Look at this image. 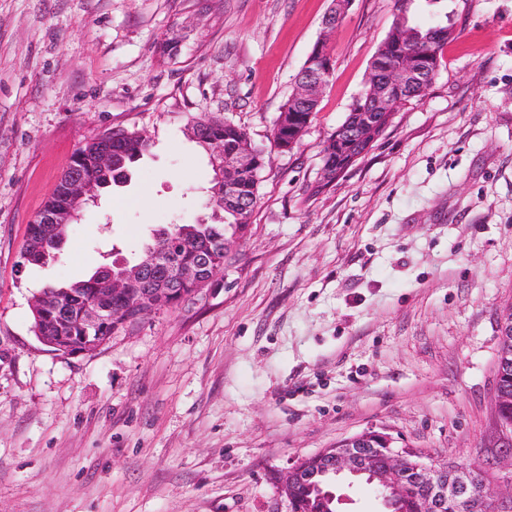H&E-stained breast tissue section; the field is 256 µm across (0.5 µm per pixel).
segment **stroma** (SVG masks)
<instances>
[{"label":"stroma","mask_w":512,"mask_h":512,"mask_svg":"<svg viewBox=\"0 0 512 512\" xmlns=\"http://www.w3.org/2000/svg\"><path fill=\"white\" fill-rule=\"evenodd\" d=\"M332 0H0V512H275L291 463L385 428L481 463L512 307V0H414L449 25L425 96L334 184L324 149L365 89L395 0H352L300 141L273 127ZM182 37L161 54L166 34ZM205 115L265 158L223 272L88 353L42 345L32 302L153 228L208 218ZM153 142L85 206L54 260L28 226L75 151Z\"/></svg>","instance_id":"obj_1"}]
</instances>
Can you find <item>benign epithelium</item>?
<instances>
[{
    "mask_svg": "<svg viewBox=\"0 0 512 512\" xmlns=\"http://www.w3.org/2000/svg\"><path fill=\"white\" fill-rule=\"evenodd\" d=\"M351 0H333L332 7L324 17L322 25L324 38L318 40L310 54L306 70L296 82L294 98L300 105L309 107L320 95L330 77L332 62L327 57V36L336 28V17L345 13ZM397 57L387 63L377 65L371 71L377 93L374 110L360 113L353 133L349 134L347 145L371 144L390 122L397 108L404 100L394 96V92L404 89L417 76H424L432 70L431 61L407 54L404 43ZM219 159L216 164L222 200L216 202L215 209L231 202L239 201V173L247 159L234 152L224 151L217 141H211ZM68 203L59 211L45 215L41 223L45 231L32 237L30 251L41 253L45 248V232L53 227H62L78 217L87 203L93 200V190L81 179L73 178L67 185ZM121 273L110 276V287L100 289V293L119 295V307L112 310L94 301L83 303L62 300L52 295L43 296L33 302L40 316L64 320L76 315L78 321L91 329L104 330L112 320L127 317L141 319L162 307H174L197 292L195 285L205 284L217 275L218 270L210 267L208 261L197 259L175 267L173 275L164 273L170 266L167 255L158 247L152 248L134 265L121 258L115 259ZM39 341L48 347L64 351L69 355H80L93 350L96 337H88L83 348L74 347L71 337L53 334L39 336ZM508 390L494 388L492 397L493 414V453L485 462L490 469L497 468L506 457L512 459V421L502 414L500 403ZM379 455L385 459L384 467L371 473L383 490L394 497L410 501L412 512H512V495L503 500L494 496L487 487V476L479 477L473 469L455 468L429 461L426 453L408 444L398 445V440L385 428H369L346 438L330 448L297 459L288 475L279 482V495L288 508L295 506L294 495L298 486L314 476L343 474L357 476L368 473L370 458Z\"/></svg>",
    "mask_w": 512,
    "mask_h": 512,
    "instance_id": "7a95c632",
    "label": "benign epithelium"
}]
</instances>
